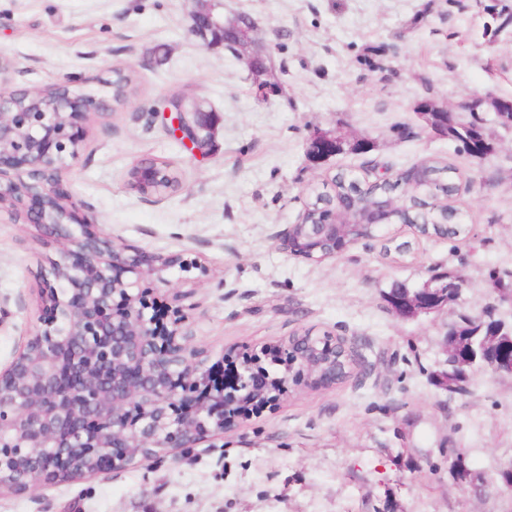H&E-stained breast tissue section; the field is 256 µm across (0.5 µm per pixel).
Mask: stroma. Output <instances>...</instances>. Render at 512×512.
Here are the masks:
<instances>
[{"mask_svg": "<svg viewBox=\"0 0 512 512\" xmlns=\"http://www.w3.org/2000/svg\"><path fill=\"white\" fill-rule=\"evenodd\" d=\"M483 0L459 11L446 0H224L250 16L276 93L259 99L242 61L188 34L193 0H0V89H100L114 69L134 77L128 102L87 115L80 157L66 175L83 213L116 242L148 254H179L173 270L195 342L213 357L239 355L312 330L343 339L356 366L332 386L290 378L273 407L226 433L222 446L177 448L134 464L23 494L0 491V512H512L501 473L512 468V376L481 372L470 396L432 383L444 365V334L460 312L489 300L492 269L512 268V129L495 127L486 159L434 136L415 112L431 98L449 107L471 97L512 99V30L482 37ZM426 19L415 31L414 16ZM393 43L388 79L359 63L366 46ZM206 101L215 137L193 154L159 113L173 97ZM404 124L410 136L398 137ZM341 128L374 144L370 156L318 164L311 133ZM429 157L457 167L455 205L464 239L419 236L391 224L335 257L284 251L309 189L340 169L373 180L366 160L397 175ZM173 162L182 188L145 197L127 185L140 159ZM411 242L400 262L387 239ZM35 226L0 208V368L42 326L39 289L57 258ZM467 282L458 303L401 317L383 298L432 270ZM466 454L469 488L448 473V452Z\"/></svg>", "mask_w": 512, "mask_h": 512, "instance_id": "stroma-1", "label": "stroma"}]
</instances>
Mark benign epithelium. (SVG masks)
I'll list each match as a JSON object with an SVG mask.
<instances>
[{
	"mask_svg": "<svg viewBox=\"0 0 512 512\" xmlns=\"http://www.w3.org/2000/svg\"><path fill=\"white\" fill-rule=\"evenodd\" d=\"M224 0H212L202 11H193L188 33L209 46L230 26L237 32L240 59L253 76L257 89L264 84L261 56L251 51L254 21L239 15H224ZM36 96L39 90H0V190L23 182L7 175L5 168H24L30 177L44 171L51 179L39 188L9 201L24 208L29 224L60 243L59 258L50 262L45 276V301L49 319L36 331L12 362L0 369V488L27 492L43 482H56L72 473L79 462L96 464L94 472L123 467L148 448H195L237 429L252 414V407L277 404L285 392L282 378L273 377L260 388L254 370L229 362L233 348L214 360L209 351L194 344L189 317L179 305L135 289L137 281L153 279L167 286V273L190 263L182 256L129 251L93 224L78 220L72 196L59 189L65 173L80 155L76 118L103 111V99L90 98L62 85L53 107L37 112L21 110V95ZM190 113L167 109L164 126L186 148L195 151L185 137ZM355 144L347 136L317 130L307 145V154L326 162L336 150ZM134 182L141 194H154L160 178L156 163L141 159L133 166ZM395 203L383 209L354 212L339 203L329 218L314 226L315 233L302 239L296 231L303 224H290L280 245L291 254L304 244L329 242L333 257L355 242L363 227L377 228L392 217ZM432 296L429 304L416 301L415 314H429L448 306L442 292L424 285ZM455 372H474V358L456 343H445ZM262 355L275 360L284 376L306 374L329 386L351 375L340 353L339 342L317 336H291L285 344L262 347ZM9 452L3 453L1 449ZM12 448L49 450L55 465L43 469L17 489L4 483L5 466L20 461Z\"/></svg>",
	"mask_w": 512,
	"mask_h": 512,
	"instance_id": "benign-epithelium-1",
	"label": "benign epithelium"
}]
</instances>
